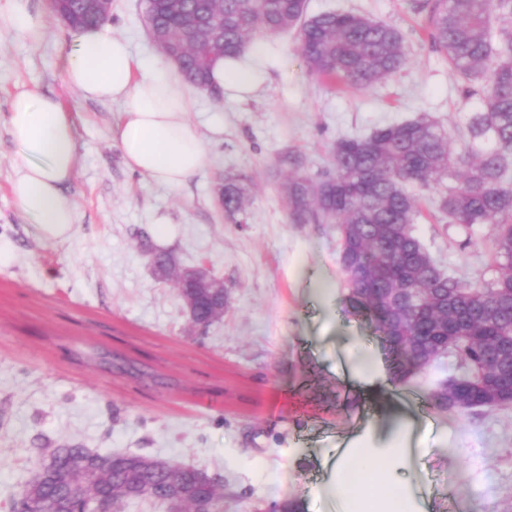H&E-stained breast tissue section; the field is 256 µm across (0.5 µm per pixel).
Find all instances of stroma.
I'll list each match as a JSON object with an SVG mask.
<instances>
[{
  "label": "stroma",
  "instance_id": "35a3bbf8",
  "mask_svg": "<svg viewBox=\"0 0 512 512\" xmlns=\"http://www.w3.org/2000/svg\"><path fill=\"white\" fill-rule=\"evenodd\" d=\"M18 1L44 16L40 43L7 25ZM409 3L307 0L309 13L358 12L401 32L406 64L370 89L309 73L294 32L257 33L264 77L246 95L218 101L185 86L210 144L201 169L173 189L131 171L113 144L123 103L81 98L65 83L72 32L47 0H0V512H10L41 449L63 445L204 471L224 487V512L288 500L337 512V457L388 446L396 415L418 425L419 451L401 477L421 492L423 512H512V407L461 419L431 409L420 421L394 389L371 382L359 355L371 354L386 377L392 357L353 307L337 229L292 223L283 191L289 176L326 169L342 137L422 114L455 131L480 109ZM108 25L135 55L160 57L144 0H112ZM22 89L56 97L75 118L65 191L77 222L64 239L44 238L11 194L7 118ZM228 174L251 179L234 219L216 192ZM437 199L421 193L415 235L447 273L488 275L490 227L465 236ZM153 250L171 253L180 270L208 262L229 291L223 317L196 326L173 278L155 275Z\"/></svg>",
  "mask_w": 512,
  "mask_h": 512
}]
</instances>
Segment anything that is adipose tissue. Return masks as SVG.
Wrapping results in <instances>:
<instances>
[{
  "instance_id": "adipose-tissue-1",
  "label": "adipose tissue",
  "mask_w": 512,
  "mask_h": 512,
  "mask_svg": "<svg viewBox=\"0 0 512 512\" xmlns=\"http://www.w3.org/2000/svg\"><path fill=\"white\" fill-rule=\"evenodd\" d=\"M63 75L81 97L124 103L111 136L131 170L177 188L203 165L208 144L189 118V101L172 70L158 60L135 57L109 27L77 31ZM257 75L251 63L229 59L217 61L212 72L219 88L240 94L254 89ZM7 123L15 147L11 192L17 207L47 237L65 235L77 222L76 203L64 191L77 161L72 113L54 97L21 91L12 99ZM410 461L402 433L385 448L351 449L336 464L337 499L346 512H366L365 499L353 492L378 485L389 503L417 512L409 487L391 478Z\"/></svg>"
}]
</instances>
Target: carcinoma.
<instances>
[{
	"label": "carcinoma",
	"instance_id": "obj_1",
	"mask_svg": "<svg viewBox=\"0 0 512 512\" xmlns=\"http://www.w3.org/2000/svg\"><path fill=\"white\" fill-rule=\"evenodd\" d=\"M208 0H177V9L146 0L156 31L176 32L189 17L204 14ZM425 13L431 46L448 60L467 97L482 108L456 137L439 122L420 116L376 129L366 137L336 142L332 168L316 176L288 179L285 194L295 224H334L339 260L350 299L374 322L394 355L391 383L407 385L423 362L452 343L457 359L483 373L442 381L430 398L442 412L477 415L509 406L492 397L490 385L512 379V0H412ZM224 57L233 58L268 34L299 30V53L310 73L352 90H365L397 72L405 62L398 30L358 13H307V0H223ZM53 12L73 31L107 19L91 0H56ZM179 69L193 86L210 89V69L194 51L180 55ZM246 177L224 179V213L233 218L246 203ZM437 188L448 223L471 232L492 227L494 276L473 282L442 270L413 232L417 198L405 185ZM200 320L211 317L220 298L197 288ZM103 470L83 497L68 482L83 475L81 463ZM182 481L201 497L224 507L216 485L198 482L195 470ZM167 466L131 455L92 453L86 448H47L13 502L12 512H30V497L44 512H87L94 501L118 506L136 494L164 502Z\"/></svg>",
	"mask_w": 512,
	"mask_h": 512
}]
</instances>
